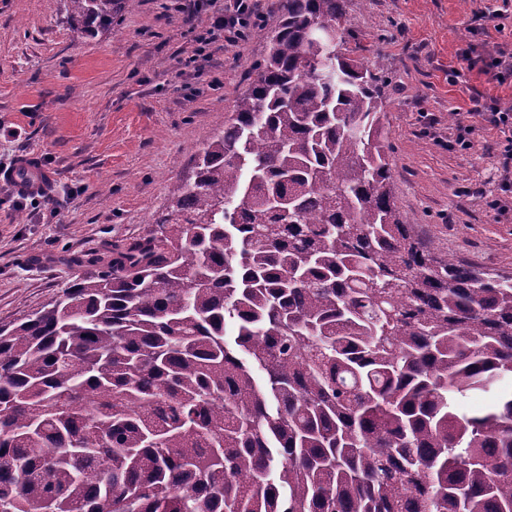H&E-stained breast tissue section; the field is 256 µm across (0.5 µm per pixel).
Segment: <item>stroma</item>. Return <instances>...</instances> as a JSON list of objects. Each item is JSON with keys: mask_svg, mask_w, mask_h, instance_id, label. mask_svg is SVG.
Listing matches in <instances>:
<instances>
[{"mask_svg": "<svg viewBox=\"0 0 512 512\" xmlns=\"http://www.w3.org/2000/svg\"><path fill=\"white\" fill-rule=\"evenodd\" d=\"M276 2L260 0L248 37L212 44L194 72L181 60L207 15L186 23L174 0H138L94 38L64 22L63 0H0V166L39 154L48 196L61 204L54 218L16 208L0 179V326L88 275L65 255L149 235L231 116L278 21ZM345 27L352 56L387 77L386 152L400 211L450 258L512 274V219L485 203L497 192L499 135L470 111L476 93L512 107V78L488 82L462 54H512V0H349ZM461 120L476 128L467 151L448 147Z\"/></svg>", "mask_w": 512, "mask_h": 512, "instance_id": "stroma-1", "label": "stroma"}]
</instances>
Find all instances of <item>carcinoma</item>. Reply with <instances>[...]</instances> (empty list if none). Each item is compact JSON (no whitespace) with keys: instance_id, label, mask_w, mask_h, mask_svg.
Segmentation results:
<instances>
[{"instance_id":"carcinoma-1","label":"carcinoma","mask_w":512,"mask_h":512,"mask_svg":"<svg viewBox=\"0 0 512 512\" xmlns=\"http://www.w3.org/2000/svg\"><path fill=\"white\" fill-rule=\"evenodd\" d=\"M137 0H66L109 31ZM234 113L147 236L0 328V512H512V275L397 208L385 76L279 0Z\"/></svg>"}]
</instances>
